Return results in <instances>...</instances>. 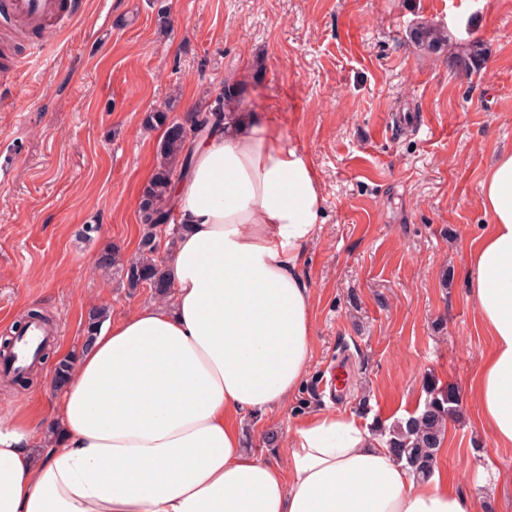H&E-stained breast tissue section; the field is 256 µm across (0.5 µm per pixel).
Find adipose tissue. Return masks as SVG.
<instances>
[{
    "label": "adipose tissue",
    "mask_w": 512,
    "mask_h": 512,
    "mask_svg": "<svg viewBox=\"0 0 512 512\" xmlns=\"http://www.w3.org/2000/svg\"><path fill=\"white\" fill-rule=\"evenodd\" d=\"M191 152L162 265L172 296L108 320L51 416L0 420V512H477L475 495L415 478L349 415L299 421L282 462L246 449L245 416L281 408L312 360L301 265L322 229L321 181L273 108L226 119ZM480 205L490 224L466 275L493 349L472 393L510 450L512 151L485 173Z\"/></svg>",
    "instance_id": "ef3b65f1"
}]
</instances>
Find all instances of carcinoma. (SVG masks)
<instances>
[{
	"label": "carcinoma",
	"instance_id": "obj_1",
	"mask_svg": "<svg viewBox=\"0 0 512 512\" xmlns=\"http://www.w3.org/2000/svg\"><path fill=\"white\" fill-rule=\"evenodd\" d=\"M413 39L418 47L434 53L448 45L447 35L442 29L423 24L414 28ZM482 62L481 43L474 42L471 44L468 57L460 61V64L469 71H477L481 68ZM241 97L242 89L239 83L224 80L221 96L205 109L198 110L190 116L193 121L203 114L211 117L200 138H205L211 128L223 124L227 113L233 112L236 116H241ZM176 124L178 121L169 118L168 113L163 111L149 112L144 116L145 128L162 130L155 173L144 186L139 200L141 223L145 224L149 231L144 234L142 254L139 258L125 262L114 253L103 260L102 267L105 270H113L123 275L132 288L142 286L138 274L140 270L156 282H165L161 275L160 262L154 258L157 250L156 236L150 229L168 221L170 216L174 215L170 194L172 179L176 173L187 170L190 164V153L185 139L171 133V127ZM106 319L107 314L103 309L90 313L83 348L87 349L92 345ZM458 408L459 400L453 395L450 387L434 380L427 381L423 408L384 430V434L387 435L386 447L398 460L405 462L417 477H430L435 469L437 450L442 447L445 438L447 421L457 414Z\"/></svg>",
	"mask_w": 512,
	"mask_h": 512
}]
</instances>
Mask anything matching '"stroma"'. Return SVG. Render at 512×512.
<instances>
[{
  "label": "stroma",
  "instance_id": "stroma-1",
  "mask_svg": "<svg viewBox=\"0 0 512 512\" xmlns=\"http://www.w3.org/2000/svg\"><path fill=\"white\" fill-rule=\"evenodd\" d=\"M83 12L72 31L0 43L19 63L0 82V343L32 311L54 319L33 373L0 377V419L51 410L55 364L80 352L91 310L154 300L98 265L136 257L146 231L138 203L160 133L143 117L185 120L233 76L246 122L278 105L324 196L301 268L311 364L286 407L246 419L248 449L285 457L295 424L319 411L390 425L433 378L461 405L437 471L476 492L478 512H512V450L483 430L471 391L492 341L466 280L489 222L481 182L512 151V0H83ZM420 24L444 29L447 46L417 49ZM475 41L472 72L458 59ZM483 467L497 480L477 484Z\"/></svg>",
  "mask_w": 512,
  "mask_h": 512
}]
</instances>
